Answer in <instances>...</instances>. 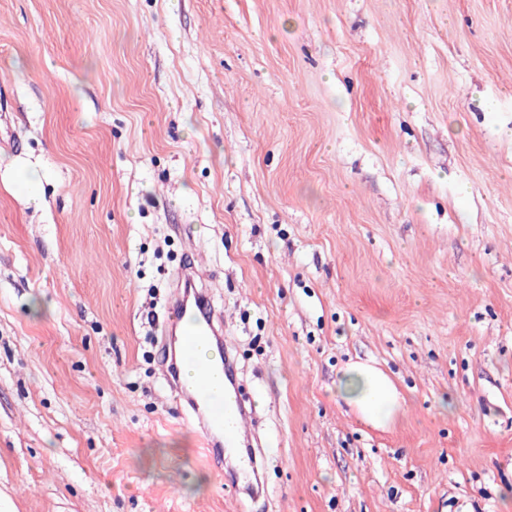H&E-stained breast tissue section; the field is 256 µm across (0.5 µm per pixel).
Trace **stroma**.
<instances>
[{
  "label": "stroma",
  "instance_id": "stroma-1",
  "mask_svg": "<svg viewBox=\"0 0 512 512\" xmlns=\"http://www.w3.org/2000/svg\"><path fill=\"white\" fill-rule=\"evenodd\" d=\"M194 251L259 409L250 495L162 376ZM366 360L384 430L336 401ZM2 497L512 512V0H0ZM336 401L348 406L366 424L385 428L404 399L387 372L372 364L350 362L337 375Z\"/></svg>",
  "mask_w": 512,
  "mask_h": 512
}]
</instances>
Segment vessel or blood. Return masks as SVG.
I'll return each mask as SVG.
<instances>
[{
    "label": "vessel or blood",
    "instance_id": "1",
    "mask_svg": "<svg viewBox=\"0 0 512 512\" xmlns=\"http://www.w3.org/2000/svg\"><path fill=\"white\" fill-rule=\"evenodd\" d=\"M184 279L194 287L195 300L189 303L183 293H174L169 320L180 331V362L193 373L187 377L174 369L164 376L195 419L210 454L220 458L246 433L252 416L238 391L228 385L232 348L224 341L223 316L202 288L196 265L185 267Z\"/></svg>",
    "mask_w": 512,
    "mask_h": 512
}]
</instances>
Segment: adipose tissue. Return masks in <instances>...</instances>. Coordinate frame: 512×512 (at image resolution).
Returning a JSON list of instances; mask_svg holds the SVG:
<instances>
[{
    "mask_svg": "<svg viewBox=\"0 0 512 512\" xmlns=\"http://www.w3.org/2000/svg\"><path fill=\"white\" fill-rule=\"evenodd\" d=\"M336 399L375 428L387 427L403 403L402 394L387 372L361 362L341 368L336 378Z\"/></svg>",
    "mask_w": 512,
    "mask_h": 512,
    "instance_id": "ef3b65f1",
    "label": "adipose tissue"
}]
</instances>
